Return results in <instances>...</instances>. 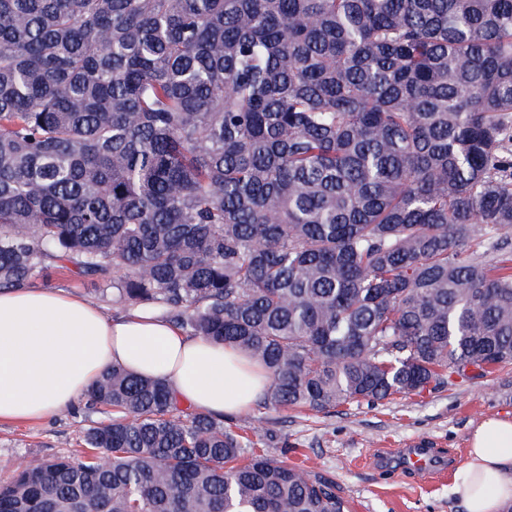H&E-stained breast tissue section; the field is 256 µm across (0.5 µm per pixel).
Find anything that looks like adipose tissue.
<instances>
[{
	"mask_svg": "<svg viewBox=\"0 0 512 512\" xmlns=\"http://www.w3.org/2000/svg\"><path fill=\"white\" fill-rule=\"evenodd\" d=\"M115 365L165 380L178 401L218 418L246 411L269 383L231 346L147 310L112 319L62 290H0V424L71 408ZM468 442L453 495L465 512H512V414L472 425Z\"/></svg>",
	"mask_w": 512,
	"mask_h": 512,
	"instance_id": "1",
	"label": "adipose tissue"
}]
</instances>
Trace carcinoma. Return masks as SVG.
Returning a JSON list of instances; mask_svg holds the SVG:
<instances>
[{"instance_id": "cac0c4a2", "label": "carcinoma", "mask_w": 512, "mask_h": 512, "mask_svg": "<svg viewBox=\"0 0 512 512\" xmlns=\"http://www.w3.org/2000/svg\"><path fill=\"white\" fill-rule=\"evenodd\" d=\"M512 0H0V289L73 266L264 366L263 408L512 364ZM0 512H346L121 366Z\"/></svg>"}]
</instances>
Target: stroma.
<instances>
[{
	"instance_id": "obj_1",
	"label": "stroma",
	"mask_w": 512,
	"mask_h": 512,
	"mask_svg": "<svg viewBox=\"0 0 512 512\" xmlns=\"http://www.w3.org/2000/svg\"><path fill=\"white\" fill-rule=\"evenodd\" d=\"M32 285L80 294L109 316L122 311L111 292L73 269L48 268ZM506 413H512V366L376 406L346 404L326 414L255 405L226 421L255 442L287 443L285 461L333 478L351 512H464L451 486L466 459L468 431ZM101 419L77 405L37 424H1L0 482L23 463L77 447L83 432ZM417 438L430 442L442 465L435 477L403 473L392 463L397 451Z\"/></svg>"
}]
</instances>
